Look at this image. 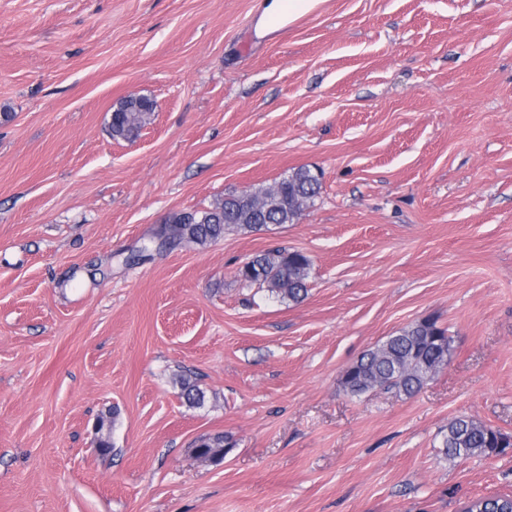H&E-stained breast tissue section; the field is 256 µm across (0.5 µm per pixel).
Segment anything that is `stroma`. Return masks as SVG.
I'll return each mask as SVG.
<instances>
[{
    "mask_svg": "<svg viewBox=\"0 0 512 512\" xmlns=\"http://www.w3.org/2000/svg\"><path fill=\"white\" fill-rule=\"evenodd\" d=\"M254 7L0 0V512L512 493V447L443 448L459 416L512 440V0H323L261 42ZM130 96L151 120L112 138ZM299 167L322 188L294 223L130 262L173 214ZM273 247L310 258L302 302L238 280ZM427 318L452 352L417 394L345 391ZM215 435L223 461L198 460Z\"/></svg>",
    "mask_w": 512,
    "mask_h": 512,
    "instance_id": "stroma-1",
    "label": "stroma"
}]
</instances>
